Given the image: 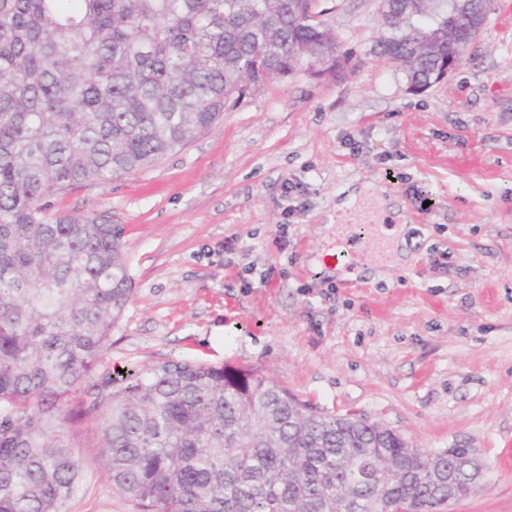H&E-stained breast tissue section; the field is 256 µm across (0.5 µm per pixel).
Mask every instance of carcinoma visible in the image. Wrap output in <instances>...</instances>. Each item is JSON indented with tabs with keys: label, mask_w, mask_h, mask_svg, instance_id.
Wrapping results in <instances>:
<instances>
[{
	"label": "carcinoma",
	"mask_w": 512,
	"mask_h": 512,
	"mask_svg": "<svg viewBox=\"0 0 512 512\" xmlns=\"http://www.w3.org/2000/svg\"><path fill=\"white\" fill-rule=\"evenodd\" d=\"M318 0H0V512H69L90 421L139 512H443L474 459L308 409L252 368L185 357L91 382L132 282L120 229L46 199L153 166L302 60L336 75ZM378 54L420 84L448 57V0H388Z\"/></svg>",
	"instance_id": "obj_1"
}]
</instances>
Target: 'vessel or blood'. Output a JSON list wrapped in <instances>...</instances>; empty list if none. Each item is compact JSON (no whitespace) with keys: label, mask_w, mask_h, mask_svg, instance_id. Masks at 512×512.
<instances>
[{"label":"vessel or blood","mask_w":512,"mask_h":512,"mask_svg":"<svg viewBox=\"0 0 512 512\" xmlns=\"http://www.w3.org/2000/svg\"><path fill=\"white\" fill-rule=\"evenodd\" d=\"M390 249V240L369 204L359 205L338 215L336 251L346 270H353L366 259L382 256Z\"/></svg>","instance_id":"vessel-or-blood-1"}]
</instances>
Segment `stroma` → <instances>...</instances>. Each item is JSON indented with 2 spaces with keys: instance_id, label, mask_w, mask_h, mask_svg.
Here are the masks:
<instances>
[{
  "instance_id": "obj_1",
  "label": "stroma",
  "mask_w": 512,
  "mask_h": 512,
  "mask_svg": "<svg viewBox=\"0 0 512 512\" xmlns=\"http://www.w3.org/2000/svg\"><path fill=\"white\" fill-rule=\"evenodd\" d=\"M379 0H325L346 55L249 90L155 165L51 197L48 222L116 225L132 294L96 379L172 357L256 369L318 412L467 450L512 512V0L414 92L374 55ZM377 184L405 243L352 283L324 253L336 207ZM69 512H137L89 467Z\"/></svg>"
}]
</instances>
